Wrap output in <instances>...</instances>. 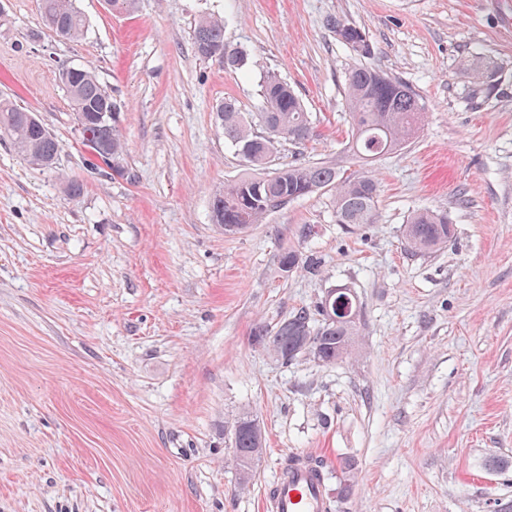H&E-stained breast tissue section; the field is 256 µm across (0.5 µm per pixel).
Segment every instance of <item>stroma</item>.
<instances>
[{
    "label": "stroma",
    "mask_w": 512,
    "mask_h": 512,
    "mask_svg": "<svg viewBox=\"0 0 512 512\" xmlns=\"http://www.w3.org/2000/svg\"><path fill=\"white\" fill-rule=\"evenodd\" d=\"M76 6L85 32L67 40L38 0H0V101L60 144L47 169L0 139V512H262L296 453L321 461L331 512H512V0ZM208 16L243 67L195 55ZM333 18L424 107L370 162L349 150L356 59ZM67 67L110 90L126 175L89 168ZM271 71L312 115L307 159L378 180L375 223L338 224L322 190L238 234L215 224L213 197L250 172L215 107L262 111ZM419 209L452 226L431 254L403 246ZM291 250L317 272L284 271ZM333 286L362 311L341 362L253 342ZM245 413L265 447L243 487L230 446ZM332 33L336 39L347 46L356 56L360 58H369L371 56V47L367 41L366 34L355 25L342 21L331 20Z\"/></svg>",
    "instance_id": "stroma-1"
}]
</instances>
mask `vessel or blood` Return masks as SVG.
Listing matches in <instances>:
<instances>
[{
	"instance_id": "b4317fda",
	"label": "vessel or blood",
	"mask_w": 512,
	"mask_h": 512,
	"mask_svg": "<svg viewBox=\"0 0 512 512\" xmlns=\"http://www.w3.org/2000/svg\"><path fill=\"white\" fill-rule=\"evenodd\" d=\"M267 512H329L319 467L310 455H296L280 471L266 499Z\"/></svg>"
}]
</instances>
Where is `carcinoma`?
<instances>
[{
	"mask_svg": "<svg viewBox=\"0 0 512 512\" xmlns=\"http://www.w3.org/2000/svg\"><path fill=\"white\" fill-rule=\"evenodd\" d=\"M76 0H39L46 26L58 28L66 38L83 35L86 23L75 6ZM336 39L356 56H371L366 34L355 25L330 21ZM193 48L202 60H217L228 68L244 65L245 54L224 43V24L206 17L193 32ZM60 80L66 90L76 123L81 126V142L88 149L104 143L112 149L113 169H126L125 144L120 125L108 128L96 122V114L115 106L112 95L86 67L73 73L65 68ZM264 108L250 122L243 118L236 100L226 99L216 108L217 119L224 129V140L255 170L269 168L285 141L298 148L312 136V120L299 96L288 82L275 72L265 76L262 84ZM344 96L350 110L353 137L351 150L360 159L392 151L403 145L419 129L423 108L417 95L405 83L393 80L369 64L353 66L345 79ZM31 111L0 103V137L35 164L50 168L59 152L56 138L42 132L29 120ZM323 189L334 192L336 223L373 224L377 216L378 182L369 175L345 176L335 167L312 162L299 152L295 158L260 176L244 177L224 187L212 200L213 220L224 225V232L240 233L261 224L276 209ZM448 217L426 209L412 212L403 229L405 247L415 253H433L451 238ZM318 261L302 258L290 251L283 256L285 271L317 270ZM337 295L325 292L314 310L302 308L288 321L272 331L258 326L253 332L256 344L277 358L290 361L308 351L324 365L335 364L348 355L358 336L360 306L350 296L349 313L336 311ZM264 437L254 416L244 414L232 429L233 459L240 483L250 482L263 453Z\"/></svg>",
	"mask_w": 512,
	"mask_h": 512,
	"instance_id": "cac0c4a2",
	"label": "carcinoma"
}]
</instances>
